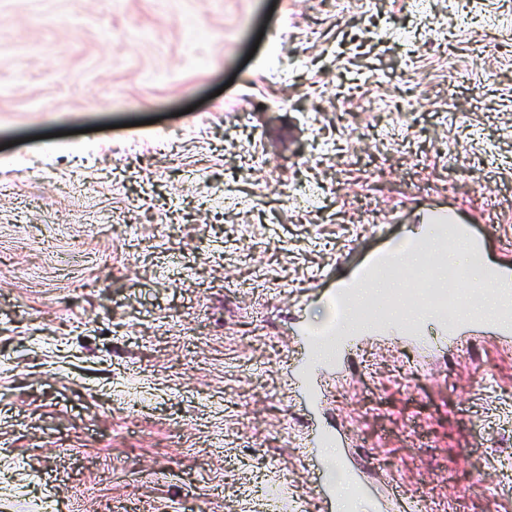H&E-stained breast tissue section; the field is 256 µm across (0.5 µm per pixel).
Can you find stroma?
Returning a JSON list of instances; mask_svg holds the SVG:
<instances>
[{"instance_id": "35a3bbf8", "label": "stroma", "mask_w": 512, "mask_h": 512, "mask_svg": "<svg viewBox=\"0 0 512 512\" xmlns=\"http://www.w3.org/2000/svg\"><path fill=\"white\" fill-rule=\"evenodd\" d=\"M448 211L512 272V0H0V512H244L253 459L319 512L314 428L512 512V335L295 390L322 275Z\"/></svg>"}]
</instances>
